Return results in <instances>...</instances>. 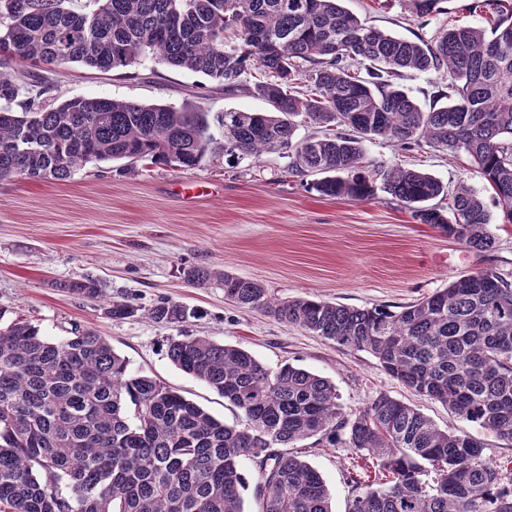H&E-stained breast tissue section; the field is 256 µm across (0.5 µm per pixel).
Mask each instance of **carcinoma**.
Segmentation results:
<instances>
[{"mask_svg": "<svg viewBox=\"0 0 512 512\" xmlns=\"http://www.w3.org/2000/svg\"><path fill=\"white\" fill-rule=\"evenodd\" d=\"M0 0V179L66 181L90 162L148 161L194 168L209 153L243 160L264 152L288 170L317 175L326 197L368 200L377 188L468 248L495 245L483 198L465 184L451 215L433 200L432 175L368 161L365 142L425 141L463 154L512 223V12L491 31L449 28L432 43L366 25L342 0ZM444 0H405L410 13ZM151 54L202 73L227 94L261 97L266 112L216 117L184 107L105 97L45 96L47 73L69 63L120 70ZM32 69H26V66ZM448 72V103L423 109L396 83L405 72ZM330 128L296 138L301 126ZM224 296L288 324L370 353L392 378L448 405L512 446V283L493 269L461 275L395 311L307 298L273 303L262 285L221 277ZM87 299L98 281L61 284ZM178 326L195 311L169 300L144 310ZM169 360L243 416L228 425L129 362L93 331L59 339L15 319L0 325V512H246L243 462L255 466L259 512H333L321 473L299 455L311 446L374 459L378 474L347 470L348 512H512V477L484 443L439 429L417 409L380 393L345 414L326 377L285 363L270 369L248 351L202 336L166 338Z\"/></svg>", "mask_w": 512, "mask_h": 512, "instance_id": "cac0c4a2", "label": "carcinoma"}]
</instances>
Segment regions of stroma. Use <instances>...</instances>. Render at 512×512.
I'll return each instance as SVG.
<instances>
[{
  "instance_id": "1",
  "label": "stroma",
  "mask_w": 512,
  "mask_h": 512,
  "mask_svg": "<svg viewBox=\"0 0 512 512\" xmlns=\"http://www.w3.org/2000/svg\"><path fill=\"white\" fill-rule=\"evenodd\" d=\"M343 5L368 25L411 40H433L452 26H482L491 15L477 9L475 0H443L440 13L422 19L402 0ZM55 79L65 98L189 106L212 118L267 108L259 98L225 94L202 74L149 55L114 71L68 64ZM365 150L373 164L416 167L445 186L462 182L481 191L496 219L495 247L467 248L416 221L410 209L381 190L367 201L322 196L311 177L288 173L287 159L277 154L237 162L216 153L195 168L141 162L129 174L116 161L91 163L65 182L0 180V319H27L51 338L75 328L95 331L133 372L163 382L232 424L237 411L166 355L167 337L206 336L241 347L268 367L289 363L330 379L348 414L379 393L389 394L440 428L479 438L491 462L510 465L512 447L406 388L371 354L224 297L223 272L261 284L277 301L310 298L352 307L404 305L487 268L512 280V224L499 223V203L464 157L426 145L407 151L381 139L366 143ZM189 267L205 268L212 277L205 285L191 284L183 275ZM81 278L99 281L103 299H82L64 289V282ZM163 299L199 315L178 329L147 319L144 309ZM115 301L139 307V315H106ZM305 458L323 474L334 512H347L350 452L310 448Z\"/></svg>"
}]
</instances>
